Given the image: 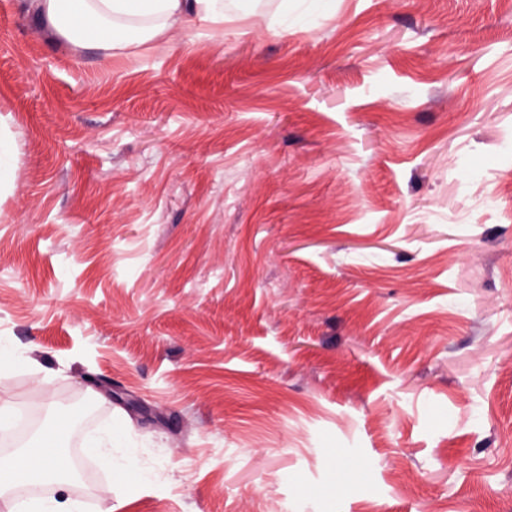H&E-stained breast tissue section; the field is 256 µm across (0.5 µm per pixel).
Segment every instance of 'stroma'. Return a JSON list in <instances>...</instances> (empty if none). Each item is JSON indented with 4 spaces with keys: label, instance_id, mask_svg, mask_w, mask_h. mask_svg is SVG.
Wrapping results in <instances>:
<instances>
[{
    "label": "stroma",
    "instance_id": "35a3bbf8",
    "mask_svg": "<svg viewBox=\"0 0 512 512\" xmlns=\"http://www.w3.org/2000/svg\"><path fill=\"white\" fill-rule=\"evenodd\" d=\"M297 5L135 60L0 0V397L125 414L120 512H512V0ZM15 134L5 135L0 129V191L12 186L15 179Z\"/></svg>",
    "mask_w": 512,
    "mask_h": 512
}]
</instances>
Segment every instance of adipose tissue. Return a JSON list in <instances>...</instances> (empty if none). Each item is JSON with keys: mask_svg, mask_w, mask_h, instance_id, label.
<instances>
[{"mask_svg": "<svg viewBox=\"0 0 512 512\" xmlns=\"http://www.w3.org/2000/svg\"><path fill=\"white\" fill-rule=\"evenodd\" d=\"M25 14L42 23L50 41L72 51L97 50L106 58L145 59L165 48L175 30L223 31L224 0H21ZM67 414H56L46 429L19 449L0 452V498L8 512H81L79 503L33 496L15 498L16 488L58 482L68 451L64 434ZM130 436L123 423L101 428L85 442L87 452L104 460L111 474L112 494L123 503L125 491L138 484L141 458L120 460Z\"/></svg>", "mask_w": 512, "mask_h": 512, "instance_id": "1", "label": "adipose tissue"}]
</instances>
